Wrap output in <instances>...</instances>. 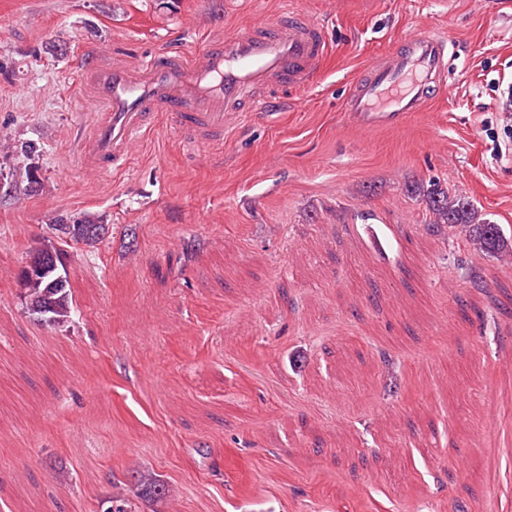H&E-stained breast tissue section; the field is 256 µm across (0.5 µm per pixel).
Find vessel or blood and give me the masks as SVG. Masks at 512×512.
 <instances>
[{
    "mask_svg": "<svg viewBox=\"0 0 512 512\" xmlns=\"http://www.w3.org/2000/svg\"><path fill=\"white\" fill-rule=\"evenodd\" d=\"M448 51L447 38L431 32L405 40L355 81L350 119L362 128H393L424 111L445 80ZM327 52L323 25L298 15L245 22L193 54L166 51L134 67L88 62L84 82L98 114L81 162L94 171L120 169L134 138L150 134L163 117L185 144H223L232 124L265 109L270 87L310 86Z\"/></svg>",
    "mask_w": 512,
    "mask_h": 512,
    "instance_id": "vessel-or-blood-1",
    "label": "vessel or blood"
}]
</instances>
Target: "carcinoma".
Returning <instances> with one entry per match:
<instances>
[{"label": "carcinoma", "instance_id": "carcinoma-1", "mask_svg": "<svg viewBox=\"0 0 512 512\" xmlns=\"http://www.w3.org/2000/svg\"><path fill=\"white\" fill-rule=\"evenodd\" d=\"M423 197L431 214L430 226L436 229L446 227L465 237L474 248L484 255L494 258L512 257L509 246L512 241L506 237L501 225L493 224L471 200L464 196H449L448 192L433 184L423 192ZM58 238H79V243L93 245L107 232L101 217L91 213L69 218L60 217L52 225ZM55 272L45 268L21 279L26 307L31 314L38 316L47 311L48 323L67 321L73 310V300L69 282L54 283ZM142 493L161 499L166 496V488L150 477L140 479ZM100 512H135L132 504L121 497H112L100 505Z\"/></svg>", "mask_w": 512, "mask_h": 512}]
</instances>
